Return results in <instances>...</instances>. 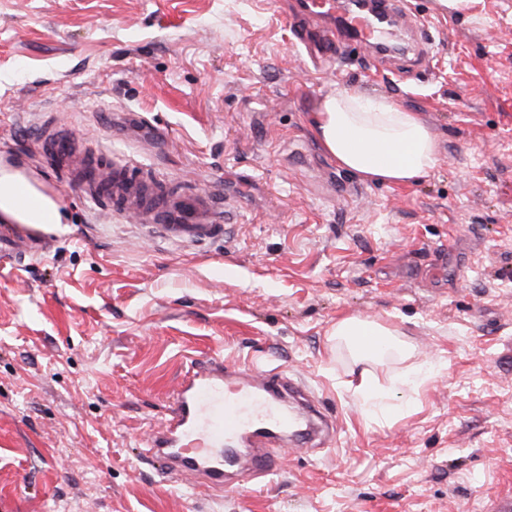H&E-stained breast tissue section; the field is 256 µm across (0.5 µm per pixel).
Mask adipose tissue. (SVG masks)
<instances>
[{
    "instance_id": "obj_1",
    "label": "adipose tissue",
    "mask_w": 512,
    "mask_h": 512,
    "mask_svg": "<svg viewBox=\"0 0 512 512\" xmlns=\"http://www.w3.org/2000/svg\"><path fill=\"white\" fill-rule=\"evenodd\" d=\"M312 129L337 165L367 181L405 183L428 175L440 162L430 128L413 112L354 89L325 96ZM0 222L45 229L63 222L57 199L40 191L24 174L0 168ZM333 334L359 362L390 351L406 352L398 329L382 322L347 317Z\"/></svg>"
}]
</instances>
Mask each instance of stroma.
<instances>
[{
    "label": "stroma",
    "mask_w": 512,
    "mask_h": 512,
    "mask_svg": "<svg viewBox=\"0 0 512 512\" xmlns=\"http://www.w3.org/2000/svg\"><path fill=\"white\" fill-rule=\"evenodd\" d=\"M425 65L321 60L339 13L301 0H0V165L65 222L0 263V512H496L512 502V0L470 14L410 0ZM357 88L418 113L430 174L372 183L311 119ZM54 117L79 148L213 195L224 236L177 244L91 202L41 156ZM369 317L410 358L360 366L332 336ZM275 369L333 415L233 492L145 457L189 358ZM391 386L374 416L347 388ZM428 369L417 389L394 378Z\"/></svg>",
    "instance_id": "obj_1"
}]
</instances>
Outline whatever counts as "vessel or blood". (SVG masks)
<instances>
[{"mask_svg":"<svg viewBox=\"0 0 512 512\" xmlns=\"http://www.w3.org/2000/svg\"><path fill=\"white\" fill-rule=\"evenodd\" d=\"M404 15L400 0H366L364 7L345 8L337 34L322 35L321 52L337 54V38L346 35L382 54L394 37L392 24ZM40 146L52 168L77 182L87 198L134 215L142 227L183 242L210 240L224 232L210 194L172 192L152 174L133 176L128 161L104 165L92 152L59 136L50 120L43 125ZM47 246L33 226L22 234L0 233V256L18 266ZM328 424L305 387L285 381L276 370L256 374L217 357L195 358L150 451L162 472L203 478L224 492L239 488L242 477L255 480L271 472L272 443L287 438L293 445H306Z\"/></svg>","mask_w":512,"mask_h":512,"instance_id":"b4317fda","label":"vessel or blood"}]
</instances>
